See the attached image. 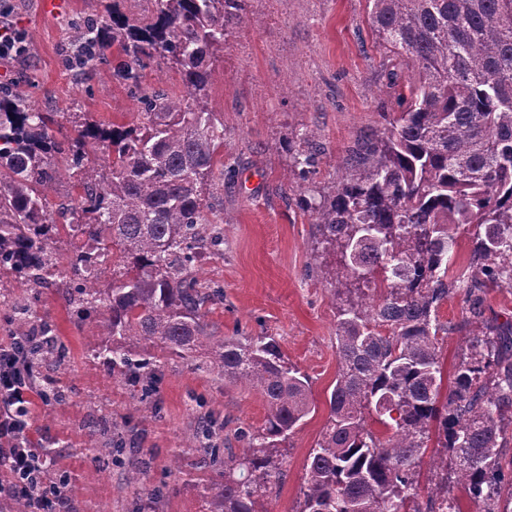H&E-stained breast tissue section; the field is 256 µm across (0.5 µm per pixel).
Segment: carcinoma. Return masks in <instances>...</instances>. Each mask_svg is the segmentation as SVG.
I'll return each instance as SVG.
<instances>
[{"label": "carcinoma", "mask_w": 512, "mask_h": 512, "mask_svg": "<svg viewBox=\"0 0 512 512\" xmlns=\"http://www.w3.org/2000/svg\"><path fill=\"white\" fill-rule=\"evenodd\" d=\"M253 0H155L148 18L77 17L68 28L65 70L103 66L139 104L136 126L84 122L54 135L58 113L41 112L0 85V278L54 288L97 313L100 343L87 356L137 388L138 409L159 410V360L133 345H161L245 384L266 400L257 435L224 456L212 421L188 447L203 451L214 476L205 512H259L279 483V445L314 411L305 375L272 338L243 343L209 329L224 289L198 276V258L218 254L224 223V123L205 97L214 53L243 22ZM375 45L396 109L342 160L332 190L313 187L320 134L298 136L290 174L321 243L334 256L338 370L329 415L309 450L299 512H460L438 482L426 508L420 464L428 443L451 452L457 483L481 512H512V322L485 318L487 289L512 286V0H368ZM117 48L111 56V47ZM176 66L185 94L143 84L157 59ZM63 178L78 196L49 210ZM475 227L468 265L448 277L449 228ZM74 243L66 269L54 243ZM112 266L106 288L99 280ZM380 289L368 305L362 288ZM468 316L440 320L458 293ZM477 324L444 385L440 341ZM29 372L43 398L62 402L56 373L69 353L47 322L23 336ZM447 393H442V390ZM385 430L380 436L371 424ZM100 469L133 451L124 434L89 448ZM45 488L62 475L41 465Z\"/></svg>", "instance_id": "obj_1"}]
</instances>
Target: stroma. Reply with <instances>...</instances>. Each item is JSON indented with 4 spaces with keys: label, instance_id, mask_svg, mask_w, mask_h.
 <instances>
[{
    "label": "stroma",
    "instance_id": "stroma-1",
    "mask_svg": "<svg viewBox=\"0 0 512 512\" xmlns=\"http://www.w3.org/2000/svg\"><path fill=\"white\" fill-rule=\"evenodd\" d=\"M8 20L30 37L33 67L25 72L0 60V83L32 76L37 109L59 113L56 138L72 132L69 111L105 126L136 125L138 105L125 87L101 70L89 77L66 72L60 60L68 21L101 15L107 8L130 17L151 10V0H66L47 10L44 0H9ZM367 0H256L213 64L207 106L224 124V253L200 266L203 280L224 290L209 315L219 336H267L289 363L305 374L316 409L280 448L283 477L263 499L265 512H299L305 463L329 414L338 368L333 286L317 266L326 258L300 190L288 177L292 154L283 144L305 128L321 133L325 152L316 181L331 186L336 162L380 122L390 109L382 77V54L367 22ZM28 299L70 349L58 379L67 398L58 404L34 399L32 440L50 452L67 475L62 512H203L207 472L200 449L187 447L202 417L220 426L219 445L241 455L237 433H260L267 404L261 394L197 369L195 360L162 356L160 346L140 350L161 355L158 397L161 416L131 407L130 389L87 355L98 343L94 316H78L57 292L0 282V341L16 338L7 310L12 299ZM132 430L141 452L125 456L111 474L98 472L87 448L103 439V422ZM141 471L143 486L168 484L160 498L130 484Z\"/></svg>",
    "mask_w": 512,
    "mask_h": 512
}]
</instances>
